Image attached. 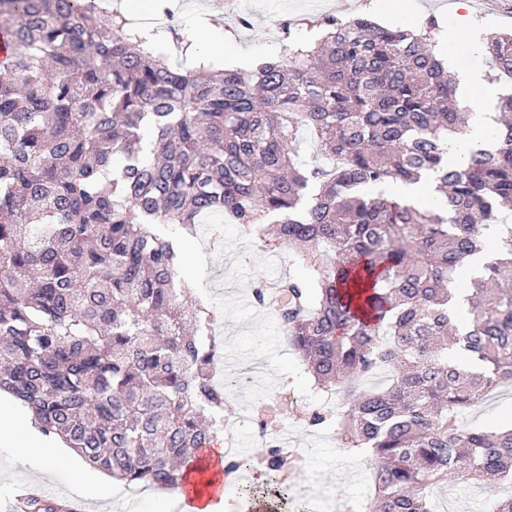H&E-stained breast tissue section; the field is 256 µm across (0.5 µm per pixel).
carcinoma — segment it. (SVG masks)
Instances as JSON below:
<instances>
[{
    "label": "carcinoma",
    "instance_id": "cac0c4a2",
    "mask_svg": "<svg viewBox=\"0 0 512 512\" xmlns=\"http://www.w3.org/2000/svg\"><path fill=\"white\" fill-rule=\"evenodd\" d=\"M96 0H0V392L40 431L125 485L179 489L201 450L223 443L217 320L190 299L175 236L206 215L274 218L271 249L307 273L273 309L314 388L345 409L315 412L340 446L370 454L377 512H434L450 477L512 481V428H464L463 409L512 384V235L464 281L482 230L512 208V93L496 146L461 167L456 82L420 34L326 15L311 38L283 27L282 55L253 72L192 70L153 33ZM512 80V34L483 49ZM316 153L299 158L301 129ZM435 176L447 207L400 206L383 188ZM467 289L463 314L448 310ZM389 382L357 391L381 366ZM266 488L295 501L268 447Z\"/></svg>",
    "mask_w": 512,
    "mask_h": 512
}]
</instances>
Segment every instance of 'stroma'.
<instances>
[{"instance_id": "obj_1", "label": "stroma", "mask_w": 512, "mask_h": 512, "mask_svg": "<svg viewBox=\"0 0 512 512\" xmlns=\"http://www.w3.org/2000/svg\"><path fill=\"white\" fill-rule=\"evenodd\" d=\"M448 2L401 0L384 22L408 27L431 15L441 26L450 27L455 13ZM162 3L195 47H206L209 42L222 40L225 32L234 31L233 43L210 55L216 66L227 69L239 54L249 55L257 64L279 56L277 25L284 19L300 16L311 23L320 14L336 10V0H102L106 8L126 5L131 15L157 12ZM242 14L250 16L252 26L238 32L234 22ZM186 249L180 276L192 280L196 295L218 310L214 330L223 339L225 360L262 366L253 384H239L226 392L225 414H238L245 405L256 413L255 420L240 425V454H262L259 425L280 427L287 432L292 450L301 456L295 471L302 492L309 495L307 512H373L371 463L340 448L332 428L309 425V417L323 405L325 395L313 388L299 354L286 346L272 307L258 306L253 298L255 287L269 290L278 287L286 276L304 275V267L294 262L295 250L286 248L277 264H268L265 244L257 235L238 224H223L218 215L197 225ZM462 424L512 426V387L496 389L465 415ZM78 480L79 473L68 459H58L53 472L46 473L35 462L22 460L15 447L0 446V512H7L20 484L37 481L50 494L65 498ZM509 496L511 486L476 485L455 477L435 491L434 504L436 512H489L493 502ZM176 498L173 492L144 489L133 498L99 501L85 497L81 508L83 512H172L171 503Z\"/></svg>"}]
</instances>
